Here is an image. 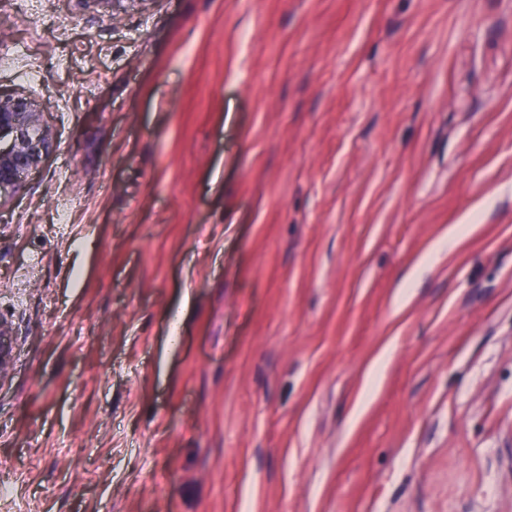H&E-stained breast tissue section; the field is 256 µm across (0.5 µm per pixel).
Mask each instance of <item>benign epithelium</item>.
Instances as JSON below:
<instances>
[{
	"label": "benign epithelium",
	"instance_id": "benign-epithelium-1",
	"mask_svg": "<svg viewBox=\"0 0 512 512\" xmlns=\"http://www.w3.org/2000/svg\"><path fill=\"white\" fill-rule=\"evenodd\" d=\"M39 106L25 95L0 94V192L17 188L23 176L38 168L53 146ZM9 327L0 321V377L9 364Z\"/></svg>",
	"mask_w": 512,
	"mask_h": 512
}]
</instances>
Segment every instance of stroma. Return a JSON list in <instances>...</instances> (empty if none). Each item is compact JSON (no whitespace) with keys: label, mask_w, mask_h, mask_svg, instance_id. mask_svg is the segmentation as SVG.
Returning <instances> with one entry per match:
<instances>
[{"label":"stroma","mask_w":512,"mask_h":512,"mask_svg":"<svg viewBox=\"0 0 512 512\" xmlns=\"http://www.w3.org/2000/svg\"><path fill=\"white\" fill-rule=\"evenodd\" d=\"M0 44L55 135L0 205V512H512V0H0Z\"/></svg>","instance_id":"stroma-1"}]
</instances>
